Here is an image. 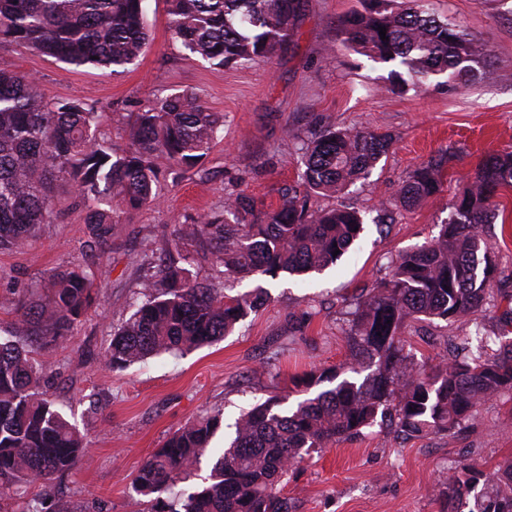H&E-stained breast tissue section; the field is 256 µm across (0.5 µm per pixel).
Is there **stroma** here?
<instances>
[{"label":"stroma","mask_w":512,"mask_h":512,"mask_svg":"<svg viewBox=\"0 0 512 512\" xmlns=\"http://www.w3.org/2000/svg\"><path fill=\"white\" fill-rule=\"evenodd\" d=\"M434 11L468 31L492 63L475 81L430 84L423 91H389L388 66L346 48L340 20L361 0H309L293 46L271 61L218 69L189 56L168 24L166 0H145L149 44L125 71L65 64L13 44H0V68L34 77L49 102L81 100L103 112L102 137L127 144L128 113L153 95L196 92L224 116V131L204 171L163 178L160 199L136 212L106 253L91 246L82 211L60 186L61 218L41 225L19 250H0V328L12 317L4 305L43 290L58 267H101L96 303L71 333L42 351L53 377L45 388L85 438L87 456L54 482L53 506L63 512H145L130 484L149 456L187 423L212 412L223 422L212 444L242 411L278 395L305 398L300 382L311 368H331L347 355L344 331L351 302L383 278L399 252L437 235L449 203L465 189L489 153L512 148V0H431ZM361 127L391 145L367 178L345 193L318 197L321 207L359 210L363 229L336 265L306 275H253L236 291L261 286L270 299L234 332L183 356L163 354L124 369L103 354L133 312L146 261L180 224L222 210L245 192L266 206L297 179L300 146L320 127ZM454 158L441 193L414 209L396 208L379 222L382 204L396 198L408 174L438 151ZM504 225L485 238L497 256L494 299L476 321L418 323L406 331L415 358L435 364L475 329L512 338V189L501 192ZM512 457V396L483 403L467 429L403 439L387 426L313 453L288 473L283 489L294 512H443L440 491L449 471L464 463L491 472Z\"/></svg>","instance_id":"obj_1"}]
</instances>
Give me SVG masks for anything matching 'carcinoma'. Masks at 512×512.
<instances>
[{
  "label": "carcinoma",
  "mask_w": 512,
  "mask_h": 512,
  "mask_svg": "<svg viewBox=\"0 0 512 512\" xmlns=\"http://www.w3.org/2000/svg\"><path fill=\"white\" fill-rule=\"evenodd\" d=\"M144 0H0V42L76 66L133 64L148 44ZM426 0H363L341 20L343 43L390 66L389 91L424 87L438 76L464 84L488 54L470 34L432 12ZM170 28L191 55L216 67L269 59L286 49L307 0H168ZM386 28L381 38L379 28ZM103 114L83 101L49 103L36 81L0 70V249L18 248L59 213L55 182H65L86 214L93 242L159 201L157 159L176 168L204 164L223 129L192 91L159 96L130 114L128 148L101 140ZM390 140L352 127L326 126L301 146L296 184L268 209L244 192L218 214L182 224L148 262L142 299L114 331L104 359L114 369L161 353H185L233 330L268 301L264 288L228 294L197 280L184 241L199 245L226 277L304 274L336 263L359 236L362 218L339 205L319 209L314 195L336 194L366 177ZM452 155L443 150L414 169L396 203L415 208L440 192ZM512 188V151L491 153L451 204L438 234L391 259L389 272L357 298L347 330L348 354L337 368L313 370L307 388L321 390L293 406L275 396L234 425L206 485L186 488L220 427L217 412L194 421L156 449L132 481L150 512H291L278 484L315 448L351 440L379 422L409 437L466 427L484 402L512 393V340L465 338L453 358L429 366L406 350L413 321L452 323L477 314L498 273L483 238L501 214L496 198ZM339 255H334V251ZM98 269H55L43 303L18 301L17 327L30 340H0V494L22 499L20 512H51L47 487L85 457L82 437L44 396L49 370L37 350L70 333L96 301ZM460 465L441 495L446 512H512V458L490 478ZM34 487L38 493H30Z\"/></svg>",
  "instance_id": "1"
}]
</instances>
